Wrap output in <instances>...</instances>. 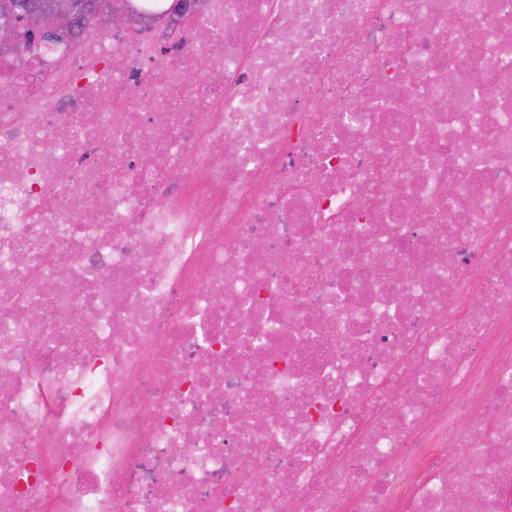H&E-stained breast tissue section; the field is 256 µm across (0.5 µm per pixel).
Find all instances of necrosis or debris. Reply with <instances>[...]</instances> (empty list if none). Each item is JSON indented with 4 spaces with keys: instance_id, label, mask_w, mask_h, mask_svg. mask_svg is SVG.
<instances>
[{
    "instance_id": "1",
    "label": "necrosis or debris",
    "mask_w": 512,
    "mask_h": 512,
    "mask_svg": "<svg viewBox=\"0 0 512 512\" xmlns=\"http://www.w3.org/2000/svg\"><path fill=\"white\" fill-rule=\"evenodd\" d=\"M244 503L512 512V0L0 52V512Z\"/></svg>"
}]
</instances>
